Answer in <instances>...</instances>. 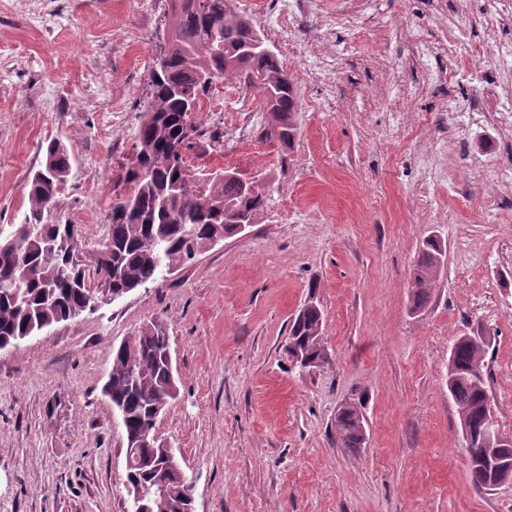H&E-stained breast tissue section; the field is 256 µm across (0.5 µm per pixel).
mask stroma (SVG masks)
<instances>
[{"label": "stroma", "instance_id": "stroma-1", "mask_svg": "<svg viewBox=\"0 0 512 512\" xmlns=\"http://www.w3.org/2000/svg\"><path fill=\"white\" fill-rule=\"evenodd\" d=\"M264 2L257 27L298 89L294 143L262 140L256 111L235 158L205 140L187 156L262 175L269 208L163 283L0 351V512H127L126 435L101 388L113 347L151 319L178 372L157 432L195 512H512V483L471 485L447 384L453 341L489 332L491 405L512 436V140L484 118L512 99V0ZM169 9L0 0V233L58 140L72 161L54 211L102 237ZM459 32L484 53L481 81L443 79ZM431 237L444 267L414 313ZM311 296L330 363L304 372L284 344ZM358 396L366 442L338 447L336 411Z\"/></svg>", "mask_w": 512, "mask_h": 512}]
</instances>
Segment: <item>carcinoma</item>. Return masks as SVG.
<instances>
[{
	"label": "carcinoma",
	"instance_id": "1",
	"mask_svg": "<svg viewBox=\"0 0 512 512\" xmlns=\"http://www.w3.org/2000/svg\"><path fill=\"white\" fill-rule=\"evenodd\" d=\"M158 55L167 72L151 75L150 88L133 130L136 168L125 172L126 187L115 191L110 224L94 249L81 247L78 226L56 219V195L67 181L70 154L59 142L46 146L40 168L29 179L23 222L0 237V345L18 346L45 327L69 320L71 312L98 301L94 285L105 280L113 298L166 278L170 269L194 262V253L213 238L237 235L235 219L253 224L268 207L263 179L237 171L198 174L185 160L193 140L208 137L224 151V133L207 131L196 119L205 111L213 87L228 80L258 96L270 117V137L285 148L297 133L298 91L264 39L254 19L227 7L226 0H171V17L158 37ZM444 256L429 240L410 280L411 309L427 302ZM323 312L303 304L290 320L288 356L313 368L330 363L322 333ZM490 340L464 335L448 355V393L464 438L472 485L491 489L504 475L512 478V448L487 447L484 431L493 419L487 389L486 355ZM170 339L157 320L138 327L112 352V368L102 392L125 416L126 440L154 423V405L178 396L176 372L166 356ZM364 401H347L336 411V441L360 448L366 440ZM126 481L148 488L151 512H186L190 491L166 448L127 444Z\"/></svg>",
	"mask_w": 512,
	"mask_h": 512
}]
</instances>
